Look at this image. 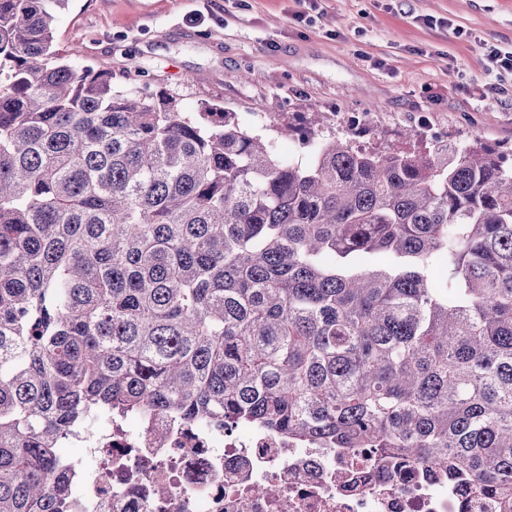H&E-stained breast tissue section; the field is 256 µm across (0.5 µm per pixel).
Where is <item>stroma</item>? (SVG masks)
<instances>
[{
    "instance_id": "35a3bbf8",
    "label": "stroma",
    "mask_w": 512,
    "mask_h": 512,
    "mask_svg": "<svg viewBox=\"0 0 512 512\" xmlns=\"http://www.w3.org/2000/svg\"><path fill=\"white\" fill-rule=\"evenodd\" d=\"M55 16L75 67L246 127L269 113L257 132L282 155L296 146L281 128L342 138L356 113L374 150L409 129L512 149V76L485 60L512 48V0H66Z\"/></svg>"
}]
</instances>
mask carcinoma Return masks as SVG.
I'll list each match as a JSON object with an SVG mask.
<instances>
[{"label":"carcinoma","mask_w":512,"mask_h":512,"mask_svg":"<svg viewBox=\"0 0 512 512\" xmlns=\"http://www.w3.org/2000/svg\"><path fill=\"white\" fill-rule=\"evenodd\" d=\"M0 0V512H62L95 415L369 448L512 506V166L328 139L75 68ZM446 276L435 281L433 261Z\"/></svg>","instance_id":"carcinoma-1"}]
</instances>
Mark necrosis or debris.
Listing matches in <instances>:
<instances>
[{
  "label": "necrosis or debris",
  "mask_w": 512,
  "mask_h": 512,
  "mask_svg": "<svg viewBox=\"0 0 512 512\" xmlns=\"http://www.w3.org/2000/svg\"><path fill=\"white\" fill-rule=\"evenodd\" d=\"M92 432L93 463L72 461L79 491L66 512H503L495 494L469 495L422 469L394 474L365 449L154 414Z\"/></svg>",
  "instance_id": "necrosis-or-debris-1"
}]
</instances>
